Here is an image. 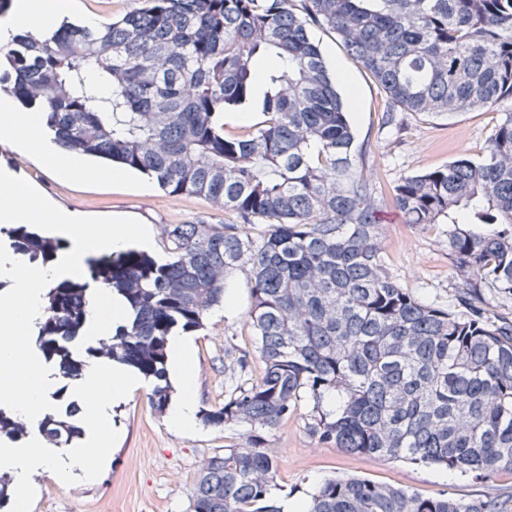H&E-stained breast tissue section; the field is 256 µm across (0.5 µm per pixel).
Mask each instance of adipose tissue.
I'll list each match as a JSON object with an SVG mask.
<instances>
[{
  "label": "adipose tissue",
  "instance_id": "adipose-tissue-1",
  "mask_svg": "<svg viewBox=\"0 0 512 512\" xmlns=\"http://www.w3.org/2000/svg\"><path fill=\"white\" fill-rule=\"evenodd\" d=\"M69 0H13L11 11L0 18V46L15 43L22 31L39 26L51 32L68 14ZM0 143L17 155H38L57 175L83 179L89 173L83 160L64 154L54 131L39 108L20 111L18 103L0 95ZM36 224L50 236L64 238L68 251L56 261L40 264L24 260L0 244V412L24 423L30 430L25 442L0 440V472L13 476L23 491L19 505H26L41 473L53 475L58 484L76 486L93 478L107 461V438L112 429V408L140 379L113 361L89 362L72 385L74 398L86 401L87 442L73 448L50 446L37 425L53 408L55 371L36 345L27 341L45 316L46 292L63 279L86 276V259L103 252H121L128 247L152 248L155 231L142 224H91L72 211L55 208L38 198L18 177L13 166L0 165V228ZM93 302L85 326V339L98 344L109 337L104 309L122 317L124 307L107 289H92Z\"/></svg>",
  "mask_w": 512,
  "mask_h": 512
}]
</instances>
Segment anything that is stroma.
I'll return each instance as SVG.
<instances>
[{
	"mask_svg": "<svg viewBox=\"0 0 512 512\" xmlns=\"http://www.w3.org/2000/svg\"><path fill=\"white\" fill-rule=\"evenodd\" d=\"M311 34L319 41L331 71L339 76L341 93L354 101L351 122L357 141L369 147L364 166L377 196L384 199L379 221L390 275L422 303L456 309L464 279L449 256L447 225L404 223L388 196L403 176L434 169L462 153L481 156L500 120L499 113L476 110L424 119L408 113L401 127L382 126V99L372 79L334 33L315 26ZM20 165L39 194L92 223L162 228L168 224H221L229 219L223 207L200 196L171 193L156 185L150 195H143L141 186L148 177L136 171L121 182L91 177L73 181L53 174L35 156L21 159ZM224 293L233 297L234 308L214 309L207 317L206 330L192 333L195 379L190 388H175L179 395L191 392L201 410L223 406L233 388L224 370L225 349L246 353L243 379H258L264 368L246 322L250 307L247 272L239 269L227 276ZM150 388V380H143L114 407L109 458L95 480L72 490L61 487L51 473H43L26 512H189L202 459L237 443L241 430L200 423L189 432L175 431L167 415L148 406ZM268 445L277 451L275 495L283 505H309L314 490L333 476L365 478L429 497L512 498V474L508 472L481 480L434 465L376 459L314 445L300 412L269 432Z\"/></svg>",
	"mask_w": 512,
	"mask_h": 512,
	"instance_id": "stroma-1",
	"label": "stroma"
}]
</instances>
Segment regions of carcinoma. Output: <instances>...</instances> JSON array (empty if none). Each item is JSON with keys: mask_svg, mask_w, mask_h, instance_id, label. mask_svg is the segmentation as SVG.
Listing matches in <instances>:
<instances>
[{"mask_svg": "<svg viewBox=\"0 0 512 512\" xmlns=\"http://www.w3.org/2000/svg\"><path fill=\"white\" fill-rule=\"evenodd\" d=\"M120 19L28 32L0 56V94L40 99L69 153L118 163L176 193L203 196L235 221L171 224L164 262L145 251L87 260L82 282L46 295L39 347L70 379L90 286L127 310L101 354L152 381L151 410L174 392L172 330L206 326L224 306V277L249 274L247 323L264 363L211 426H249L198 475L190 512H281L266 434L307 401L306 429L343 452L433 464L488 478L512 473V319L482 289L512 298V0H138ZM332 30L384 94L382 125L398 113L500 114L479 160L461 156L407 175L392 203L408 224L448 225V250L467 275L458 305L424 304L386 267L379 200L363 172L353 101L310 27ZM264 121L224 134V110L255 98ZM12 248L50 261L60 242L27 224ZM79 404L43 417L65 445L84 436ZM307 512H512L494 499L426 497L359 478H328Z\"/></svg>", "mask_w": 512, "mask_h": 512, "instance_id": "carcinoma-1", "label": "carcinoma"}]
</instances>
